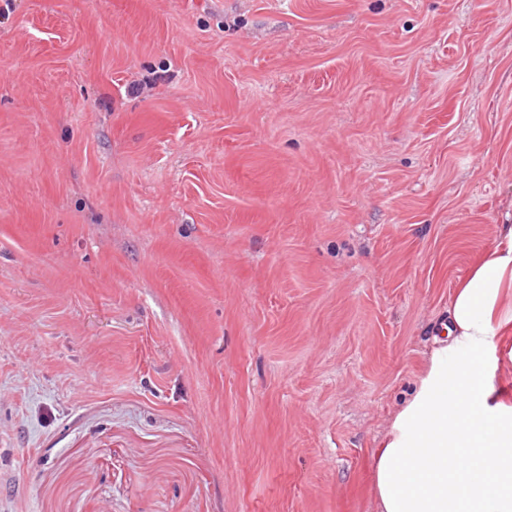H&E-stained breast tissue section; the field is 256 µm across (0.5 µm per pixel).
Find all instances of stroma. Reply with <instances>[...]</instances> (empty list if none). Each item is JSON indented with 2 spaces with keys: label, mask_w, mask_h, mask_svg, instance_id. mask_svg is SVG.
I'll use <instances>...</instances> for the list:
<instances>
[{
  "label": "stroma",
  "mask_w": 512,
  "mask_h": 512,
  "mask_svg": "<svg viewBox=\"0 0 512 512\" xmlns=\"http://www.w3.org/2000/svg\"><path fill=\"white\" fill-rule=\"evenodd\" d=\"M512 224V0H0V512H376Z\"/></svg>",
  "instance_id": "1"
}]
</instances>
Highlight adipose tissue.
<instances>
[{
    "instance_id": "ef3b65f1",
    "label": "adipose tissue",
    "mask_w": 512,
    "mask_h": 512,
    "mask_svg": "<svg viewBox=\"0 0 512 512\" xmlns=\"http://www.w3.org/2000/svg\"><path fill=\"white\" fill-rule=\"evenodd\" d=\"M412 397L374 448L378 512H512V224L458 280Z\"/></svg>"
}]
</instances>
